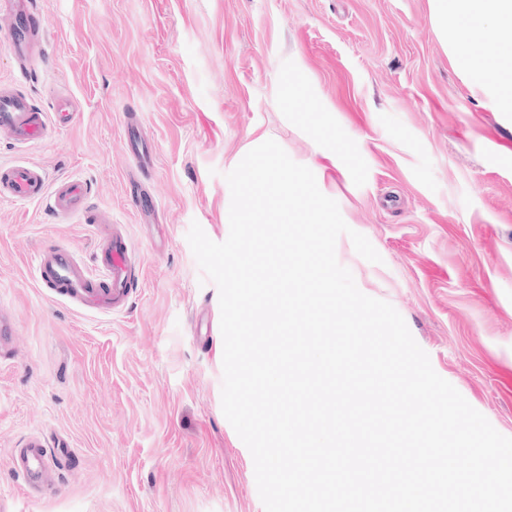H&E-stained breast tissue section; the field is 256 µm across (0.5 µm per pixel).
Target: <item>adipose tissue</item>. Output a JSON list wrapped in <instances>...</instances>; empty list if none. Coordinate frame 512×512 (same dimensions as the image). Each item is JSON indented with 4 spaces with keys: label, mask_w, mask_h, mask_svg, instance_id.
Instances as JSON below:
<instances>
[{
    "label": "adipose tissue",
    "mask_w": 512,
    "mask_h": 512,
    "mask_svg": "<svg viewBox=\"0 0 512 512\" xmlns=\"http://www.w3.org/2000/svg\"><path fill=\"white\" fill-rule=\"evenodd\" d=\"M431 21L474 84L512 112V0H430Z\"/></svg>",
    "instance_id": "ef3b65f1"
}]
</instances>
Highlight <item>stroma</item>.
I'll use <instances>...</instances> for the list:
<instances>
[{
	"label": "stroma",
	"instance_id": "35a3bbf8",
	"mask_svg": "<svg viewBox=\"0 0 512 512\" xmlns=\"http://www.w3.org/2000/svg\"><path fill=\"white\" fill-rule=\"evenodd\" d=\"M44 66L20 79L0 19V86L71 124L0 163L92 186L142 263L124 311L35 280L46 246L93 263L96 227L0 201V512H264L252 456L223 415L219 292L186 239L224 241L225 175L253 130L295 162L336 133L329 191L381 263L336 245L392 304L438 375L512 437V112L447 52L429 0H35ZM304 89L285 101L289 78ZM33 435L72 460L30 494L12 451Z\"/></svg>",
	"mask_w": 512,
	"mask_h": 512
}]
</instances>
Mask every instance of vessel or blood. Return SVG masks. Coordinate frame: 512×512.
<instances>
[{
  "instance_id": "obj_1",
  "label": "vessel or blood",
  "mask_w": 512,
  "mask_h": 512,
  "mask_svg": "<svg viewBox=\"0 0 512 512\" xmlns=\"http://www.w3.org/2000/svg\"><path fill=\"white\" fill-rule=\"evenodd\" d=\"M0 18L9 20L8 48L28 73L48 58L47 40L41 37V22L33 0H0ZM72 112L59 107L56 114L41 111L24 93L0 89V131L14 143L33 146L42 142L51 122L70 123ZM88 184L76 179L50 180L36 164L16 163L0 166V200L15 203H47L55 221L79 220L84 224H107V213L91 209ZM41 287L88 309L112 312L124 310L139 268L132 258V244L119 231H112L98 243L94 266H86L63 247L41 251L35 267ZM47 457L44 441L27 442L15 459L20 472L36 479L42 474Z\"/></svg>"
}]
</instances>
